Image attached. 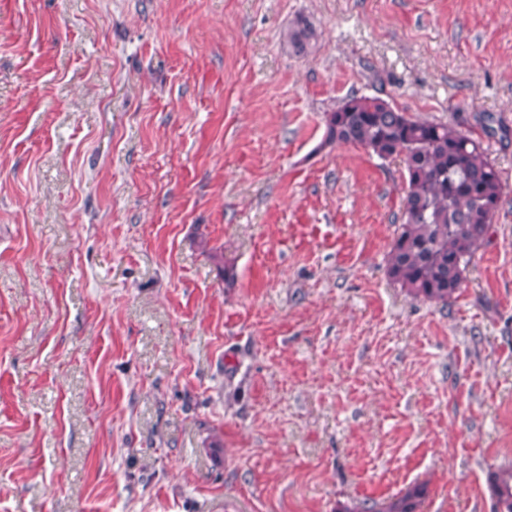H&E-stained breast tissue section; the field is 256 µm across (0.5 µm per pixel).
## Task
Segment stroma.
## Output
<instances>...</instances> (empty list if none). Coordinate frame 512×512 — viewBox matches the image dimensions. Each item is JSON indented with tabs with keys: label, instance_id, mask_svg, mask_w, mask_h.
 Listing matches in <instances>:
<instances>
[{
	"label": "stroma",
	"instance_id": "stroma-1",
	"mask_svg": "<svg viewBox=\"0 0 512 512\" xmlns=\"http://www.w3.org/2000/svg\"><path fill=\"white\" fill-rule=\"evenodd\" d=\"M352 94L500 171L448 304L386 273L401 160L319 147ZM508 464L512 0H0V512H494ZM319 37L316 25L309 18L298 16L283 30L281 44L288 53L305 56L316 47ZM424 493V486L415 485L396 497L356 501L341 505L336 512H415Z\"/></svg>",
	"mask_w": 512,
	"mask_h": 512
}]
</instances>
